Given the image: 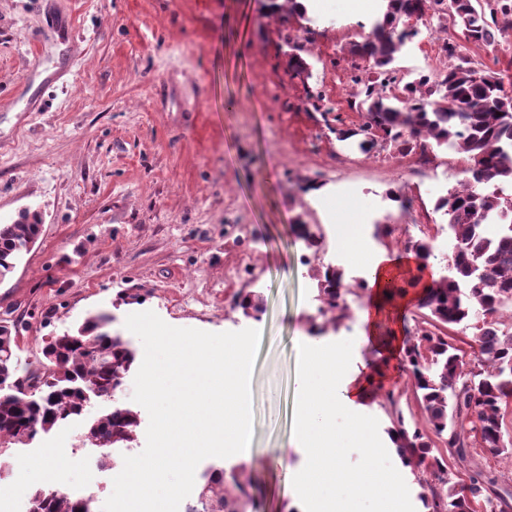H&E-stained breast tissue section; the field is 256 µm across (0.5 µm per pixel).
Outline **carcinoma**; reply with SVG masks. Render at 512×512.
Returning a JSON list of instances; mask_svg holds the SVG:
<instances>
[{"instance_id":"cac0c4a2","label":"carcinoma","mask_w":512,"mask_h":512,"mask_svg":"<svg viewBox=\"0 0 512 512\" xmlns=\"http://www.w3.org/2000/svg\"><path fill=\"white\" fill-rule=\"evenodd\" d=\"M426 15L441 29L451 24L467 32L466 42L448 36L440 47L451 61L448 69L402 85L395 62L406 40L417 34L407 21ZM500 16L512 24V0H485L481 9L474 0H387L385 20L375 24L365 44L351 49L372 61L374 70L372 77L357 74L353 79L360 86L356 97L363 123L346 137H360L361 152L383 143L406 156L425 140L464 155L467 162L466 179L435 202L449 230L448 274L423 288L417 299L419 320L406 333L399 360L427 429L443 439L461 465L473 448L512 456L504 422L512 402V323L505 322L512 312V195L496 189L512 184V94L497 72L475 66L468 48L470 43L496 45L503 32ZM41 222L40 214L30 212L0 224V279L38 239ZM317 290L330 316L323 324L311 323L310 333L322 336L344 318L342 301L352 289L343 270L329 264L317 275ZM111 322L109 314L100 312L74 331L51 337L42 349L46 362L17 377L22 324L0 320V449L27 445L62 421L82 416L93 397L110 398L114 406L88 424L84 442L117 448L135 440L138 414L115 399L135 354L112 334ZM460 325L473 329L471 364L449 341L448 330ZM386 400L393 415L388 433L403 465L441 484L438 489L418 478V498L427 512H475L480 503L486 512H512V502L494 490L495 479L483 470H472L466 485L452 481L443 457L431 454L424 429L397 409L395 392H387ZM252 484V475L242 467L232 475L215 469L206 474L187 512H240ZM32 504V512H94L90 501L60 491L39 489Z\"/></svg>"}]
</instances>
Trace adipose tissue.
Masks as SVG:
<instances>
[{
	"label": "adipose tissue",
	"instance_id": "obj_1",
	"mask_svg": "<svg viewBox=\"0 0 512 512\" xmlns=\"http://www.w3.org/2000/svg\"><path fill=\"white\" fill-rule=\"evenodd\" d=\"M419 267L413 254L384 252L370 260L367 277L368 297L361 317L364 329L360 341L373 345L379 359L374 372L350 369L352 348L326 338H308L300 365L302 392L294 428L295 447L310 449L315 462L310 469L293 477L295 489L307 502L309 512H349L346 496L354 492L375 496L379 512H404L406 488L392 472H366L348 477L336 459V450L345 438L337 437L331 421L337 410L350 415L347 438L358 447H377V439L361 414L362 402L371 395L388 372L402 348L400 306L386 298L388 278ZM391 326L387 340H379L382 326Z\"/></svg>",
	"mask_w": 512,
	"mask_h": 512
}]
</instances>
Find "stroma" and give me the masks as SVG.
Listing matches in <instances>:
<instances>
[{
    "mask_svg": "<svg viewBox=\"0 0 512 512\" xmlns=\"http://www.w3.org/2000/svg\"><path fill=\"white\" fill-rule=\"evenodd\" d=\"M370 17L348 0H316L308 17L272 13L269 0H0V224L19 210L42 216L40 235L0 280V319L24 325L17 365L41 359L48 338L86 317L111 314V330L143 356L125 326L153 311L167 324L208 332L261 330L251 380V451L207 458L199 472L242 466L253 471L255 506L245 512H297L288 476L312 456L292 445L299 410L304 338L316 316L317 282L294 227L323 233L319 256L362 279L366 263L341 258L336 213L305 195L328 189L364 225L371 253L396 250L381 224L410 223L402 200L424 203L434 237L443 218L436 199L464 177L463 155L435 149L436 168L401 175L391 148L364 154L340 130L361 116L349 103L356 60ZM301 46L308 72H297L288 44ZM427 27L401 52L410 81L447 66ZM251 297L259 316L235 306ZM348 316L329 338L360 346L364 291L348 295ZM133 375L117 402L132 406ZM113 401V402H116ZM113 402L93 400L86 415L1 456L0 512H31L39 472L17 463L69 448L90 418ZM66 463L59 491L92 499L102 512L113 491L104 451L87 447ZM349 473L374 467L415 477L395 449H342ZM445 464L455 482L470 468L498 476L512 494V459L472 451L469 467Z\"/></svg>",
    "mask_w": 512,
    "mask_h": 512,
    "instance_id": "1",
    "label": "stroma"
}]
</instances>
